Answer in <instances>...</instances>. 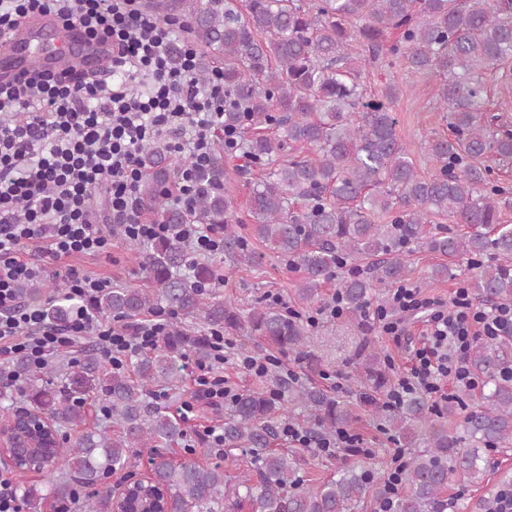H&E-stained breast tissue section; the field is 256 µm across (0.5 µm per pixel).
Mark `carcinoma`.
<instances>
[{
	"label": "carcinoma",
	"mask_w": 512,
	"mask_h": 512,
	"mask_svg": "<svg viewBox=\"0 0 512 512\" xmlns=\"http://www.w3.org/2000/svg\"><path fill=\"white\" fill-rule=\"evenodd\" d=\"M168 18L186 23L201 47L196 70L205 81L218 68L224 75V128L236 132L226 165L212 152L198 171L185 207L168 205L166 189L176 163L166 147H142L143 210L168 225V233L140 252L153 288L114 286L99 295L94 309L117 321L163 308L175 318L161 344L135 352L120 368L89 346L63 372L35 367L23 358L13 371L26 378L23 405L49 421L52 432L38 437L41 463L56 478L45 486L17 488L20 508L42 512L47 500L58 512H114L119 500L107 482L130 471L140 449H152L150 484L141 505L150 506L152 488L165 496L169 512H360L371 493L368 474L342 467L314 490L300 487L296 460L270 448L279 428L274 415L301 416L310 437L331 436L353 420L348 405L322 389L278 379L273 393L244 390L224 416V461L237 464L236 451L249 452L250 467L236 476L221 464L175 461L165 454L186 437L181 421L152 401L159 387L180 379L179 361L193 352L204 363L208 336L185 323L201 319L210 330L261 336L282 352L305 345L298 317L274 305L242 309L214 296V261L191 259L183 225L223 227L224 261L254 267L261 255L248 240L273 250L301 273L297 298L310 303L322 283L347 262L365 272L339 283L344 310L357 318L382 288L402 282L408 256L423 247L452 261L486 254L494 262L471 278L474 298L488 307L512 303V225L500 222V205L512 201V186L493 178L490 156L512 163V122L490 108L483 75L512 59V0H152ZM396 40H390L391 35ZM370 56L405 61L421 74L439 77L435 98L448 118V136L426 145L439 163L437 173H418L397 136L394 83L368 91L358 80L352 43ZM306 148L302 158L284 159ZM251 185L245 221L224 183ZM432 216L448 217L467 231L431 232ZM189 270L184 274L183 270ZM44 307L47 320L66 324L76 310L60 285ZM363 384L387 382L378 356L367 359ZM470 369L482 377L480 404L460 415L464 437L431 416L457 414L459 395L435 410L420 392L393 409L378 412L397 437L412 448L392 512H447L444 491L454 481L477 484L485 452L512 440V336L479 342L469 351ZM12 384H0V411L15 416ZM99 408L112 429L86 426L87 407ZM82 431L70 442L65 430Z\"/></svg>",
	"instance_id": "carcinoma-1"
}]
</instances>
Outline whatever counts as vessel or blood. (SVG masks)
Masks as SVG:
<instances>
[{
  "label": "vessel or blood",
  "instance_id": "obj_1",
  "mask_svg": "<svg viewBox=\"0 0 512 512\" xmlns=\"http://www.w3.org/2000/svg\"><path fill=\"white\" fill-rule=\"evenodd\" d=\"M107 54V46L90 41L80 26L60 28L50 15L36 22L26 19L13 34L0 40V56L5 59L0 83L32 68L53 72L70 68L77 74H95Z\"/></svg>",
  "mask_w": 512,
  "mask_h": 512
}]
</instances>
